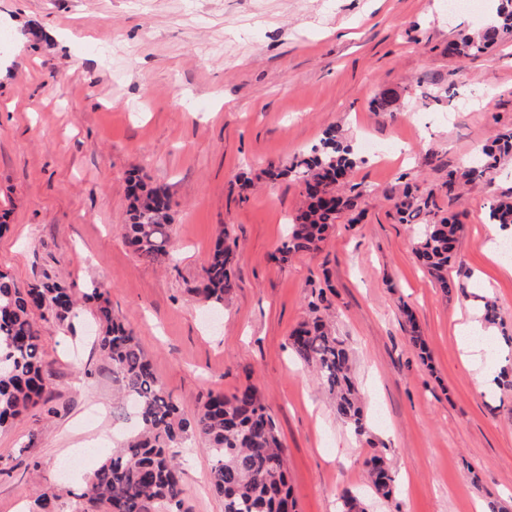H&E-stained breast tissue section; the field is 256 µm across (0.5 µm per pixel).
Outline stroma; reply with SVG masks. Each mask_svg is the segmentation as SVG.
Wrapping results in <instances>:
<instances>
[{
	"mask_svg": "<svg viewBox=\"0 0 512 512\" xmlns=\"http://www.w3.org/2000/svg\"><path fill=\"white\" fill-rule=\"evenodd\" d=\"M486 16L448 0H0V270L74 292L96 286L138 336L186 410L213 391L262 392L288 456L298 512H512V390L477 393L456 340L477 318L481 282L512 334V273L487 249L488 206L512 194V160L494 183L438 196L462 224L443 293L413 253L415 229L393 202L405 183L436 191L486 141L512 131V39L469 61L448 43ZM394 112L374 111L384 89ZM338 128L363 161L352 176L359 223L340 217L318 253H273L302 195L261 173ZM141 170L173 201L174 259L142 260L121 236L128 176ZM248 174L249 185L239 177ZM234 245L236 288L210 311L198 295L220 230ZM322 300L351 351L367 431L337 420L318 375L289 346ZM414 323H407V315ZM419 331L425 346L412 343ZM91 305L43 325L48 406L0 431V512L84 506L90 473L112 451V366L94 346ZM92 454L74 475L60 465ZM383 457L391 499L370 489ZM187 512H224L198 436L180 450Z\"/></svg>",
	"mask_w": 512,
	"mask_h": 512,
	"instance_id": "stroma-1",
	"label": "stroma"
}]
</instances>
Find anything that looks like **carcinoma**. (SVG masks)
Here are the masks:
<instances>
[{
  "label": "carcinoma",
  "mask_w": 512,
  "mask_h": 512,
  "mask_svg": "<svg viewBox=\"0 0 512 512\" xmlns=\"http://www.w3.org/2000/svg\"><path fill=\"white\" fill-rule=\"evenodd\" d=\"M512 37V0H499L492 21L474 34L448 43V53L462 64L483 55L492 45ZM396 93L386 89L373 101V110L391 112ZM512 157V131L484 145L478 159L463 169L448 171L442 184L444 196L453 199L466 183L492 181L501 162ZM358 155L352 144L334 129L320 145L290 165H274L263 171L276 181L291 177L300 187L305 206L292 220L287 236L278 245L274 259L285 263L299 253H315L330 226L345 212L359 221L362 192L350 184ZM128 224L124 238L134 253L151 263L171 258L170 227L173 201L164 189L151 187L141 178L129 181ZM393 208L397 221L417 225L414 253L421 265L448 293V264L462 230L457 217L439 216L436 195L422 196L407 183ZM490 223L512 229V196L493 199L488 209ZM233 251L219 237L202 269L198 295L216 310L224 296L235 288ZM83 299L95 303L102 335L97 337L101 354L112 363L122 398L134 406L138 430L124 438L112 455L93 471L80 498L104 504L107 512H184V469L176 449L185 439L198 435L207 443L211 457L210 483L224 499V512H295L296 502L288 482L287 458L275 422L264 398L254 385L231 395L208 394L194 410H184L166 391L154 372L138 336L112 313L105 293L94 287ZM77 300L71 288L50 278L19 284L0 272V429L9 427L29 408L44 400L46 380L41 347V319L64 321L75 316ZM315 316L301 323L290 336L295 354L321 379L330 395L336 416L356 434L365 429L362 396L354 380L351 356L345 342L313 308ZM370 482L382 498L393 492L394 479L381 459H370Z\"/></svg>",
  "instance_id": "1"
}]
</instances>
